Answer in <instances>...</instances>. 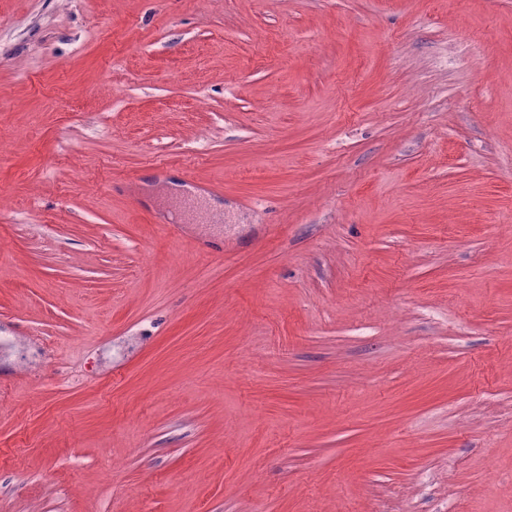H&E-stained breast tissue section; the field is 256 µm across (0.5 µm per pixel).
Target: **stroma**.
Listing matches in <instances>:
<instances>
[{"label":"stroma","mask_w":512,"mask_h":512,"mask_svg":"<svg viewBox=\"0 0 512 512\" xmlns=\"http://www.w3.org/2000/svg\"><path fill=\"white\" fill-rule=\"evenodd\" d=\"M0 244L10 512H512V0H0Z\"/></svg>","instance_id":"35a3bbf8"}]
</instances>
